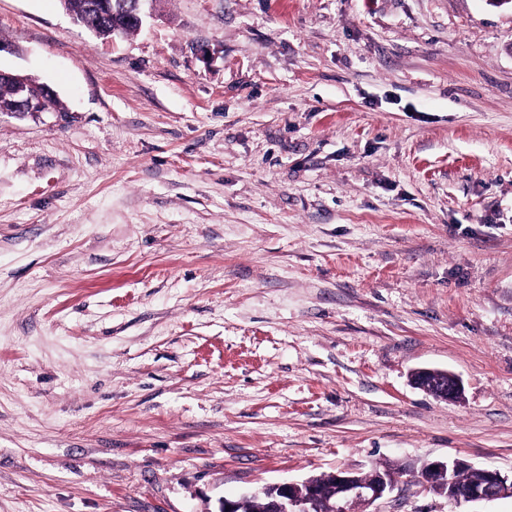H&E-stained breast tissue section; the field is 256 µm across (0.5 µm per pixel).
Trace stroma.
<instances>
[{
  "label": "stroma",
  "instance_id": "obj_1",
  "mask_svg": "<svg viewBox=\"0 0 512 512\" xmlns=\"http://www.w3.org/2000/svg\"><path fill=\"white\" fill-rule=\"evenodd\" d=\"M0 67L64 107L0 116V512H512L411 478L512 473V0H0ZM88 5H85V14L77 15L74 12L69 11L68 14L77 23L82 24L95 35H98L103 30H108L110 34L121 35L120 30L116 27H112V24L108 27L104 24V18L109 16L103 15L100 11L99 5L96 0H91ZM448 374L450 376L449 382ZM411 378L413 384L418 388H423L427 391L435 389L436 397L445 402H454L461 394V386L458 378L445 370L417 369L412 372ZM456 459L445 461H434L427 464L416 476V481L433 491L444 493L451 483L450 475L455 469ZM350 468H341L329 473V479L325 483L326 474L304 480L302 482H281L267 484L259 488L265 494L248 496L242 499L240 512H262L265 504V512H348L354 503L372 505L390 493L394 483V472L387 468H374L368 473H357Z\"/></svg>",
  "mask_w": 512,
  "mask_h": 512
}]
</instances>
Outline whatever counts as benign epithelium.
<instances>
[{
    "instance_id": "7a95c632",
    "label": "benign epithelium",
    "mask_w": 512,
    "mask_h": 512,
    "mask_svg": "<svg viewBox=\"0 0 512 512\" xmlns=\"http://www.w3.org/2000/svg\"><path fill=\"white\" fill-rule=\"evenodd\" d=\"M115 12L124 16L125 21L136 26L143 23L142 3L145 0H118ZM71 18L85 26L94 34L108 30L112 35L120 34L116 27L105 26L103 15L95 0L85 6V13H70ZM4 80L15 88V97L10 108L0 107V115L10 114L22 118L55 111L52 102L58 99L57 93L48 85H41L40 92L29 90L30 76L14 70L0 68V81ZM415 386L435 390L438 399L445 402L456 401L461 394V386L455 375L445 370L417 369L411 374ZM456 461H434L427 464L417 475V482L436 492L448 490L450 475ZM394 484L381 476L376 481L364 482L354 475V470L341 468L329 473V479L317 484L309 479L302 482H281L261 487L265 494L266 512H349L354 503L372 505L390 493ZM512 495V475L508 476L497 469H485L483 481L467 488L464 496L454 494L451 499L462 498L468 501H492Z\"/></svg>"
}]
</instances>
